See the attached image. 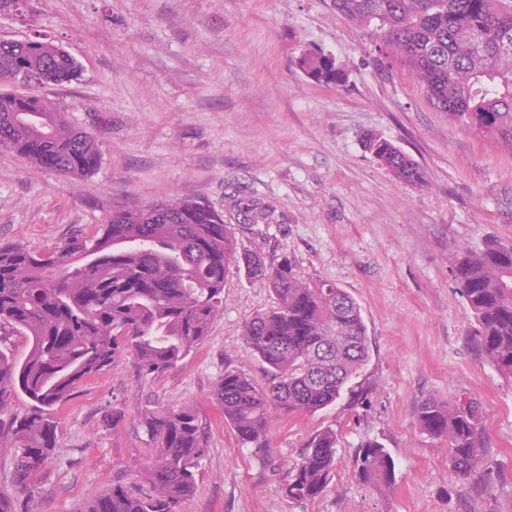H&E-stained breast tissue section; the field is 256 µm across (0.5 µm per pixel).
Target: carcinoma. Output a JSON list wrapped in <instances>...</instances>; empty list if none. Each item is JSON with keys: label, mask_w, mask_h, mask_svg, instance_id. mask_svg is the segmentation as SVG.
Segmentation results:
<instances>
[{"label": "carcinoma", "mask_w": 512, "mask_h": 512, "mask_svg": "<svg viewBox=\"0 0 512 512\" xmlns=\"http://www.w3.org/2000/svg\"><path fill=\"white\" fill-rule=\"evenodd\" d=\"M336 11L373 27L376 47L414 71L448 119L512 149V0H333ZM311 78L337 82L341 71L324 54H305ZM79 65L60 45L36 37L0 42V84L27 76L29 91L0 94V142L36 167L89 175L99 167L96 138L73 125L35 89L76 78ZM365 148L399 180L422 186L419 165L393 142L371 135ZM244 224H271L272 205L237 204ZM273 292L277 306L243 326L245 347L262 364L265 384L224 371L215 396L224 420L260 462L271 461L272 414H311L341 398L368 359L360 305L334 283H307L288 258L269 265L257 252L240 258L224 214L190 201H158L115 210L106 223L76 230L40 252L0 244V342L18 336L23 357L0 349V456L12 455L13 486L32 493L57 445L55 410L84 379L125 353L139 373L175 367L208 335L219 315L230 266ZM451 273L474 323L478 350L512 377V241L462 247ZM25 396L29 410L12 412ZM418 428L448 444L452 472L467 476L488 464L483 410L476 401L428 395L415 408ZM141 425L155 443L144 466L149 489L115 484L85 512H182L196 490L205 448L196 411H146ZM339 437L325 429L308 440L285 493L297 502L322 494L332 478ZM363 485L389 489L395 464L384 445L363 441L352 458Z\"/></svg>", "instance_id": "obj_1"}]
</instances>
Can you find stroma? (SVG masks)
<instances>
[{"mask_svg":"<svg viewBox=\"0 0 512 512\" xmlns=\"http://www.w3.org/2000/svg\"><path fill=\"white\" fill-rule=\"evenodd\" d=\"M46 35L77 61L75 80L42 86L102 153L88 177L36 168L0 146V242L41 250L93 230L117 208L201 201L223 212L239 251L293 262L303 280L331 281L362 309L369 359L353 393L312 415L270 424L273 465L243 447L214 395L225 371L264 383L242 329L275 305L272 291L232 269L223 309L176 368L140 377L131 356L85 379L57 413V447L34 492L35 512H80L121 482L142 485L154 443L143 411L192 406L206 452L183 512H512V379L468 335L472 314L451 278L459 247L512 241V152L449 121L419 77L380 67L365 25L331 0H27L0 7V40ZM331 56L319 83L297 65ZM399 146L425 187L401 182L364 147ZM257 197L276 223L241 224L235 200ZM483 408L491 476L457 478L443 441L414 420L425 396ZM120 408L118 422L107 411ZM339 435L336 472L316 499L284 493L309 438ZM380 440L396 463L386 491L359 484L352 455ZM298 64L309 77L320 82H338L342 77L333 59L324 54L303 55L299 58Z\"/></svg>","mask_w":512,"mask_h":512,"instance_id":"obj_1","label":"stroma"}]
</instances>
